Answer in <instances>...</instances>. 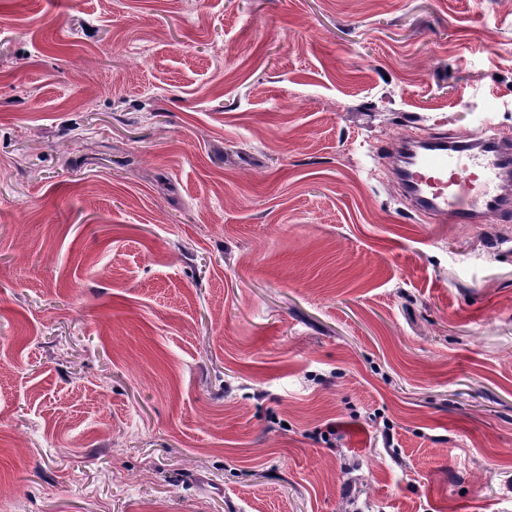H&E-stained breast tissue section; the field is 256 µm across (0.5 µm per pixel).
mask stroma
<instances>
[{
	"mask_svg": "<svg viewBox=\"0 0 512 512\" xmlns=\"http://www.w3.org/2000/svg\"><path fill=\"white\" fill-rule=\"evenodd\" d=\"M488 126L512 0H0V512H512V221L379 160Z\"/></svg>",
	"mask_w": 512,
	"mask_h": 512,
	"instance_id": "1",
	"label": "stroma"
}]
</instances>
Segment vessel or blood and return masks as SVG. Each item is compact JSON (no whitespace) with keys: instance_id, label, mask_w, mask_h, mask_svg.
Returning a JSON list of instances; mask_svg holds the SVG:
<instances>
[{"instance_id":"obj_1","label":"vessel or blood","mask_w":512,"mask_h":512,"mask_svg":"<svg viewBox=\"0 0 512 512\" xmlns=\"http://www.w3.org/2000/svg\"><path fill=\"white\" fill-rule=\"evenodd\" d=\"M419 143L405 166L396 168L413 209L438 224H492L512 220V135L482 132L431 136L409 132L388 147L387 157Z\"/></svg>"}]
</instances>
